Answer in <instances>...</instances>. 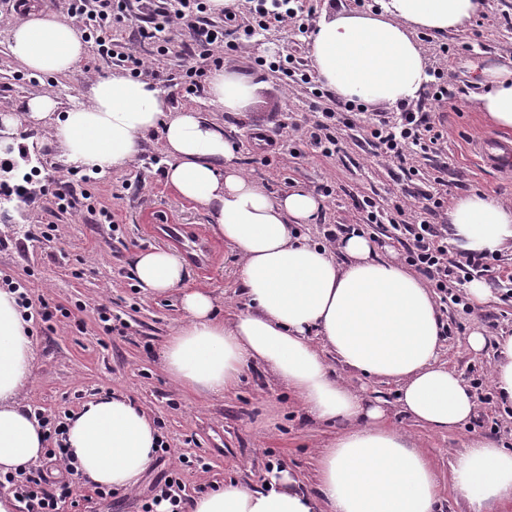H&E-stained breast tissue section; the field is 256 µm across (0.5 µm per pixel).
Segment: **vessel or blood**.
Instances as JSON below:
<instances>
[{
    "mask_svg": "<svg viewBox=\"0 0 512 512\" xmlns=\"http://www.w3.org/2000/svg\"><path fill=\"white\" fill-rule=\"evenodd\" d=\"M471 150L483 168L500 176L512 175V139L490 135L473 142ZM143 232L158 242L178 247L191 270L199 274L207 273L219 255L217 246L200 226L150 217Z\"/></svg>",
    "mask_w": 512,
    "mask_h": 512,
    "instance_id": "obj_1",
    "label": "vessel or blood"
}]
</instances>
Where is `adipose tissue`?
Wrapping results in <instances>:
<instances>
[{
	"mask_svg": "<svg viewBox=\"0 0 512 512\" xmlns=\"http://www.w3.org/2000/svg\"><path fill=\"white\" fill-rule=\"evenodd\" d=\"M479 7L480 0H385L377 14L322 17L311 37L313 67L339 98L389 106L412 100L428 79L415 31L463 29ZM10 50L33 73L54 75L72 70L86 46L72 25L40 10L12 26ZM472 76L485 88L479 110L512 133V71L485 63ZM255 90L253 76L224 68L209 81L211 103L227 112L245 110ZM48 118L65 162L89 171L125 166L141 137L160 130L170 157L167 184L203 207L215 235L242 258L246 308L227 322L212 292L187 287L179 254L163 246L137 253L138 288L150 297L178 294L184 314L162 350L168 375L220 398L255 369L292 390L314 421L347 424L321 450L313 486L276 468L264 485H215L192 499L189 512H442L435 469L389 423L388 400L351 389L334 369L339 363L395 385L403 413L431 431L470 424L475 394L443 359L444 323L431 289L366 234L341 236L333 252L295 237L294 226L312 223L322 198L301 185L269 194L243 173L223 127L190 109L171 111L153 82L113 73L98 79L90 103L63 112L52 94L35 95L23 112L0 114V126L13 131ZM448 222L461 251L512 247V208L486 194L455 199ZM35 371L29 326L14 294L1 288V474L45 451L38 420L20 402ZM157 440L152 418L122 395L95 397L67 420L73 465L101 488L135 489ZM452 474L471 512L512 503V451L492 439H471L455 455Z\"/></svg>",
	"mask_w": 512,
	"mask_h": 512,
	"instance_id": "1",
	"label": "adipose tissue"
}]
</instances>
